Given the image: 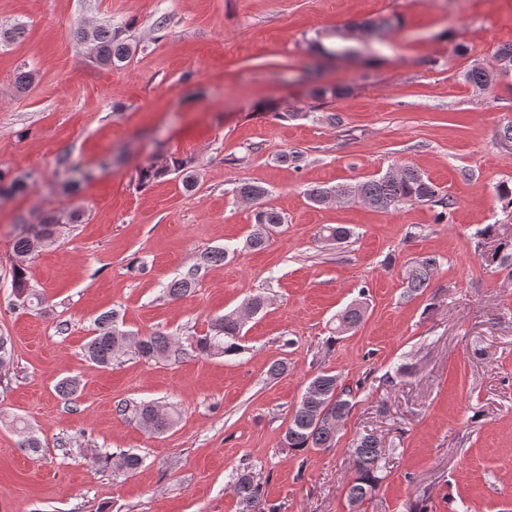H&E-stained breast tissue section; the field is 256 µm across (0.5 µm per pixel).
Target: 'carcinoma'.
I'll return each instance as SVG.
<instances>
[{"instance_id": "cac0c4a2", "label": "carcinoma", "mask_w": 512, "mask_h": 512, "mask_svg": "<svg viewBox=\"0 0 512 512\" xmlns=\"http://www.w3.org/2000/svg\"><path fill=\"white\" fill-rule=\"evenodd\" d=\"M129 24L122 26H87L79 23L75 27L76 46L97 66L110 68L119 66L133 53L135 46L125 36ZM330 41L327 46L319 45L320 53L333 56L337 53H349L350 35L343 30H334L323 34ZM497 66L485 67L472 63L464 71L467 83L481 91L490 92L500 77L512 73V44H505L496 53ZM170 174L183 175L185 184H191L193 176L190 161L171 157L160 165H150L140 174L143 183L160 180ZM236 196L256 204L254 224L245 240V247L262 250L285 223V217L276 208L264 203L268 190L249 181L240 182L235 189ZM306 195L315 205L327 203L334 197L343 203L360 202L377 210L394 209L399 205L431 202L442 208L438 219L445 217L446 211L453 208L451 197L440 195V189L430 178L416 167L401 163L382 175H376L355 183H341L333 188L314 187ZM81 219L78 210L68 213L48 212L40 223L21 222L20 231L13 243L15 262L11 269V295L13 302L40 301L39 295L29 284L27 276V258L32 254V241L39 234L51 237L60 224H74ZM352 235L350 228L342 225H326L319 231V238H331L345 242ZM477 251L485 266L500 269L512 276V224H488L480 231ZM230 251L224 249H205L199 253L197 262L180 278L172 281L166 288L171 297L186 295L195 287L202 270L209 266L225 262ZM437 258L432 255L415 258L405 270V292L409 296L423 293L430 287L437 268ZM366 308L363 302H353L336 316L333 332L342 335L356 328L363 320ZM96 333L86 345V357L99 366L112 364L114 357L128 346H134L138 355L152 359L168 357L172 353L190 349L202 356H232L240 353L241 332L244 318L237 311L218 316L210 322L207 333L202 336H188L181 343L163 333L146 336H132L119 329L118 313L107 312L95 320ZM353 387L342 381L340 375L330 370L317 372L309 381L301 401L293 413L285 430L281 444L291 450H326L336 443V424L346 419L353 407ZM118 411H130L139 425L158 434L168 430L177 420L175 413L156 403H140L135 406L120 404ZM354 475L347 482V499L350 505L361 507L372 496L382 481L385 465L382 442L367 433L356 439L351 450ZM104 463L110 465L119 474L132 473L142 464V458L133 452L122 451L118 454L105 452L95 456L91 465ZM233 491L239 500L241 512H266V500L261 483L251 473L236 475Z\"/></svg>"}]
</instances>
